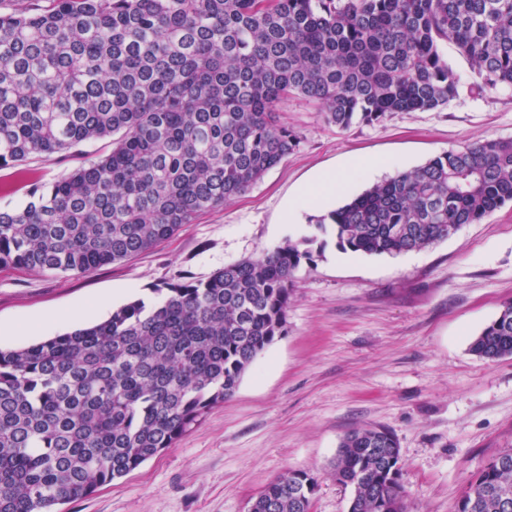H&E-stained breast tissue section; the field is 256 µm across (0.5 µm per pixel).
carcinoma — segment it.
Wrapping results in <instances>:
<instances>
[{
    "instance_id": "carcinoma-1",
    "label": "carcinoma",
    "mask_w": 512,
    "mask_h": 512,
    "mask_svg": "<svg viewBox=\"0 0 512 512\" xmlns=\"http://www.w3.org/2000/svg\"><path fill=\"white\" fill-rule=\"evenodd\" d=\"M512 86V0H12L0 13V167L29 200L0 209V267L83 276L150 250L244 194L300 146L290 96L340 130L355 118L448 106L460 80ZM112 139L42 185L23 168ZM512 203V139L452 148L313 218L314 233L171 284L100 323L0 348V512H51L172 447L284 334L308 245L420 251ZM512 356V300L470 343ZM509 464L492 457L457 512H500ZM391 432H348L331 464L348 512H406ZM317 477L288 470L250 512H311ZM275 508H269V505Z\"/></svg>"
}]
</instances>
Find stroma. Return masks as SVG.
<instances>
[{"instance_id": "obj_1", "label": "stroma", "mask_w": 512, "mask_h": 512, "mask_svg": "<svg viewBox=\"0 0 512 512\" xmlns=\"http://www.w3.org/2000/svg\"><path fill=\"white\" fill-rule=\"evenodd\" d=\"M443 52L459 94L433 112H391L341 131L300 98L278 105L301 137L296 152L224 209L151 250L74 277L0 267V325L48 317L99 299L96 321L130 301L161 299L189 277L208 278L287 238L310 234V213L289 214L302 185L359 157H390L377 173L352 171L346 195L488 138H512V88L475 94L452 43ZM512 298V203L453 237L400 256L327 244L299 268L287 330L243 375L234 396L177 443L84 499L53 512H249L285 470L318 478L312 512H348L349 489L330 464L349 430L381 426L396 437L407 512H456L485 463L512 448V356L469 351Z\"/></svg>"}]
</instances>
